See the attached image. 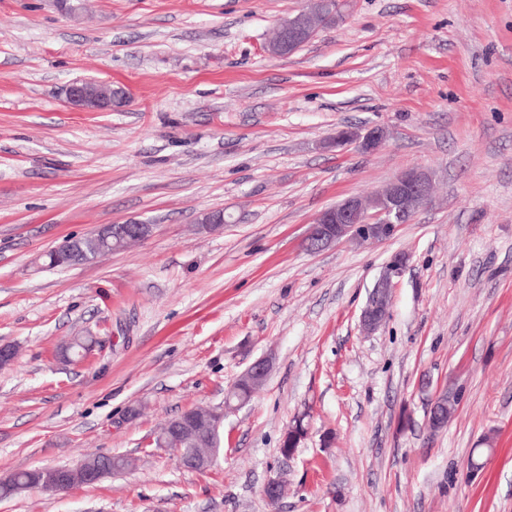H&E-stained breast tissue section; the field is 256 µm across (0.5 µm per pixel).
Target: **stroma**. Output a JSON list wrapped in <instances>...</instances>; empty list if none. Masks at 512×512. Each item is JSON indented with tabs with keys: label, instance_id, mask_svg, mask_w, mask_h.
<instances>
[{
	"label": "stroma",
	"instance_id": "obj_1",
	"mask_svg": "<svg viewBox=\"0 0 512 512\" xmlns=\"http://www.w3.org/2000/svg\"><path fill=\"white\" fill-rule=\"evenodd\" d=\"M342 2L277 57L273 28L308 0H0V344L19 350L0 369V479L135 461L0 512H512V0ZM76 80L126 101L73 109ZM374 126L375 153L325 146ZM409 167L432 173L433 199L393 239L306 250L318 213ZM215 210L223 227L200 231ZM130 218L154 226L139 245L47 266ZM398 251L411 261L390 316L364 335ZM76 336L94 344L63 362ZM265 356L209 468L156 446ZM449 388L462 400L430 433Z\"/></svg>",
	"mask_w": 512,
	"mask_h": 512
}]
</instances>
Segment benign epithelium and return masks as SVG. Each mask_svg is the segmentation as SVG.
<instances>
[{
	"mask_svg": "<svg viewBox=\"0 0 512 512\" xmlns=\"http://www.w3.org/2000/svg\"><path fill=\"white\" fill-rule=\"evenodd\" d=\"M304 33L305 28L297 20L282 30L281 40L291 47ZM64 93L66 102L77 110L110 111L116 103L114 98L102 96L100 90L88 81L71 82L65 87ZM384 138L383 128L376 126L364 133L358 130L348 131L336 137V145L353 142L360 152L371 154L380 147ZM432 184L429 173L411 169L398 175L371 199L347 197L315 217L306 238V245L313 244L321 250L347 239L368 244L386 242L394 237L400 225L410 223L429 203ZM152 229L151 224L129 220L104 225L94 231V235L105 241L111 240L114 234H132L136 238L146 239L151 235ZM409 260L410 255L401 253L387 264L361 312L360 323L364 331L373 333L385 322L389 315L395 280L402 276ZM173 452L179 463L186 468L202 470L210 462V459L197 453L188 454L182 448H175ZM35 472L40 486L46 489L59 486L71 489L76 485H91L104 477L101 469L84 464L66 472L53 466L37 468Z\"/></svg>",
	"mask_w": 512,
	"mask_h": 512,
	"instance_id": "1",
	"label": "benign epithelium"
}]
</instances>
